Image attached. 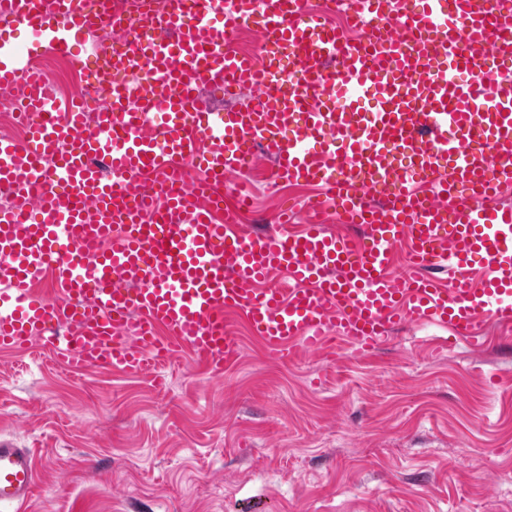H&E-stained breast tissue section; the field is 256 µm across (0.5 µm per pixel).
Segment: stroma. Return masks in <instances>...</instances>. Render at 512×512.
<instances>
[{
  "mask_svg": "<svg viewBox=\"0 0 512 512\" xmlns=\"http://www.w3.org/2000/svg\"><path fill=\"white\" fill-rule=\"evenodd\" d=\"M233 327L226 372L187 350L161 384L68 369L42 341L0 351V440L39 462L20 512H512V339L496 327L442 351L416 322L367 356L284 360Z\"/></svg>",
  "mask_w": 512,
  "mask_h": 512,
  "instance_id": "1",
  "label": "stroma"
}]
</instances>
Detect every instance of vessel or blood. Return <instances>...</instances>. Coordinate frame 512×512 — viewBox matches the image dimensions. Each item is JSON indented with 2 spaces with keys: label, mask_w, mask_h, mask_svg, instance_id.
I'll list each match as a JSON object with an SVG mask.
<instances>
[{
  "label": "vessel or blood",
  "mask_w": 512,
  "mask_h": 512,
  "mask_svg": "<svg viewBox=\"0 0 512 512\" xmlns=\"http://www.w3.org/2000/svg\"><path fill=\"white\" fill-rule=\"evenodd\" d=\"M92 3L0 0V32L30 38L0 35V91L19 90L27 126L24 140L0 137V186L15 191L0 209L1 351L46 337L69 368L135 373L188 349L220 373L237 355L233 314L277 356L368 354L411 321L452 345L484 343L488 323L512 332V207L498 203L512 186V0H348L358 36L308 0H166L140 18L150 37L130 39L124 16ZM251 24L245 54L234 37ZM96 31L125 41L78 60L92 84L110 82L89 113L80 89L58 104L29 60ZM205 85L251 98L216 111ZM259 150L275 181L323 189L308 210L333 205L355 232L293 233L282 210L249 233L217 214ZM36 480L33 450L1 441L0 508Z\"/></svg>",
  "instance_id": "vessel-or-blood-1"
}]
</instances>
